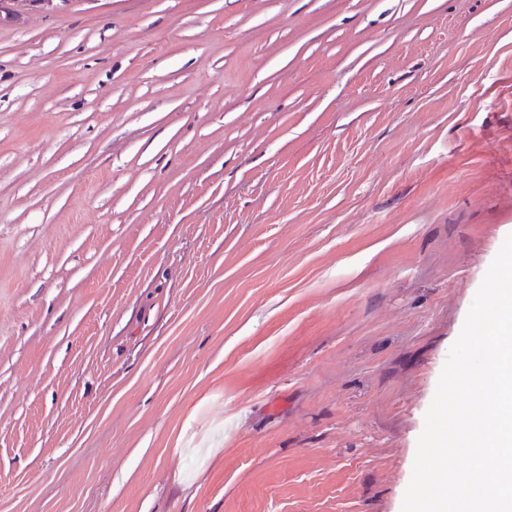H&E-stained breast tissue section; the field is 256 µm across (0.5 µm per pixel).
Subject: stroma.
Listing matches in <instances>:
<instances>
[{"instance_id": "stroma-1", "label": "stroma", "mask_w": 512, "mask_h": 512, "mask_svg": "<svg viewBox=\"0 0 512 512\" xmlns=\"http://www.w3.org/2000/svg\"><path fill=\"white\" fill-rule=\"evenodd\" d=\"M512 234V0L0 21V512H401Z\"/></svg>"}]
</instances>
